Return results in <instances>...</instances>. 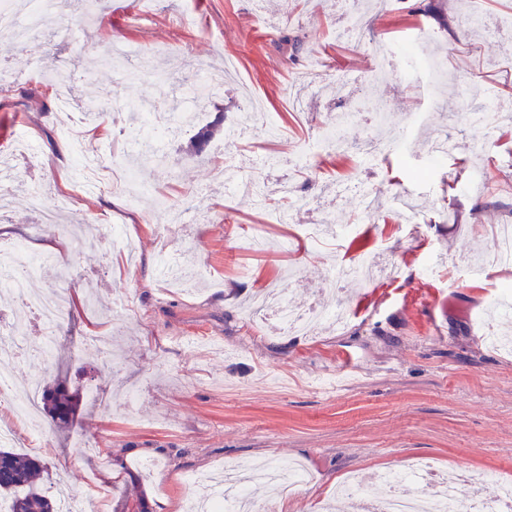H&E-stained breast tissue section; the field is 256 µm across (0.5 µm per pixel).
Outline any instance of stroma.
I'll return each mask as SVG.
<instances>
[{
	"label": "stroma",
	"instance_id": "obj_1",
	"mask_svg": "<svg viewBox=\"0 0 512 512\" xmlns=\"http://www.w3.org/2000/svg\"><path fill=\"white\" fill-rule=\"evenodd\" d=\"M414 0H392L368 14L366 43H337L339 0H100L96 17H45L38 32L0 64L19 82L0 90V156L23 180L49 185L51 201L72 197L68 212L93 235L78 251L33 277L30 292L66 291L71 304L54 331L52 358L41 355L42 327L10 293L0 294V321L24 346L10 390L0 394V422L31 376L79 391L65 425L20 424V446L47 463L54 492L65 484L80 512H182L191 476L230 464L304 462L310 483L288 512H349L336 488L352 474L373 478L412 458L438 473L467 464L490 479L512 478V351L482 339L496 284L512 282V264L481 266L493 225L512 222V120L494 128L483 162L501 184L488 194L469 185L474 159L464 150L477 129L456 102L512 103V0H444L448 27L412 14ZM138 48L130 81L110 59L113 46ZM419 53L411 78L391 71L369 84L374 52ZM230 66L197 119L214 134L203 153L182 136L159 165L137 159L145 194L128 200L111 188L74 196L73 148L63 128L108 91L122 113L105 112L111 131L96 148L123 161L140 113L159 117L185 104L174 84L185 73ZM76 72L72 85L51 81L56 68ZM70 95L75 111L56 103ZM353 113L351 142L388 128L407 130L406 149L360 164L357 156H305L324 120ZM257 112L260 122L247 120ZM447 130L458 148L432 166L424 136ZM263 167L268 186L285 182L312 197L309 209L281 218V205L232 192L237 179ZM360 181L383 204L362 221L360 198L335 196L333 184ZM421 203L415 223H398L391 197ZM0 247L38 250L46 238L69 237L39 224L17 190ZM124 225L133 256L108 249V226ZM306 224H353L355 235L313 241ZM198 273L187 289L160 279L164 251ZM375 259L370 283L332 278L337 262ZM301 309L341 298L343 329L286 334L273 318L243 315L270 284ZM136 386L135 412L123 404Z\"/></svg>",
	"mask_w": 512,
	"mask_h": 512
}]
</instances>
